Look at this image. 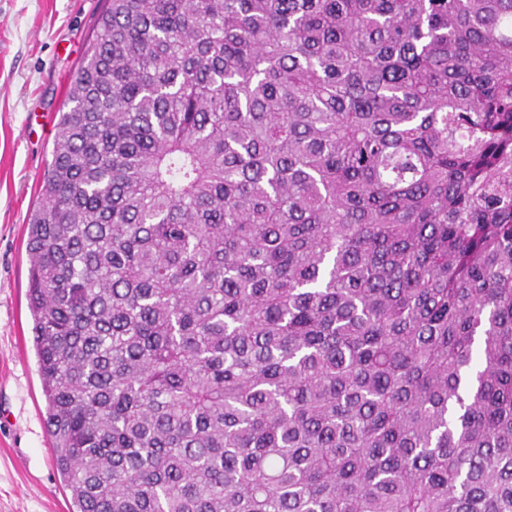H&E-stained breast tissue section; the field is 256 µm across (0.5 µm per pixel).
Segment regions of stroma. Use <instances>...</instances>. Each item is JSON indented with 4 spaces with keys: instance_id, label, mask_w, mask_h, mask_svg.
<instances>
[{
    "instance_id": "35a3bbf8",
    "label": "stroma",
    "mask_w": 512,
    "mask_h": 512,
    "mask_svg": "<svg viewBox=\"0 0 512 512\" xmlns=\"http://www.w3.org/2000/svg\"><path fill=\"white\" fill-rule=\"evenodd\" d=\"M104 0H0V512H70L28 309L27 222Z\"/></svg>"
}]
</instances>
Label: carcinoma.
I'll use <instances>...</instances> for the list:
<instances>
[{
	"label": "carcinoma",
	"mask_w": 512,
	"mask_h": 512,
	"mask_svg": "<svg viewBox=\"0 0 512 512\" xmlns=\"http://www.w3.org/2000/svg\"><path fill=\"white\" fill-rule=\"evenodd\" d=\"M66 105L72 512H512V0H105Z\"/></svg>",
	"instance_id": "1"
}]
</instances>
